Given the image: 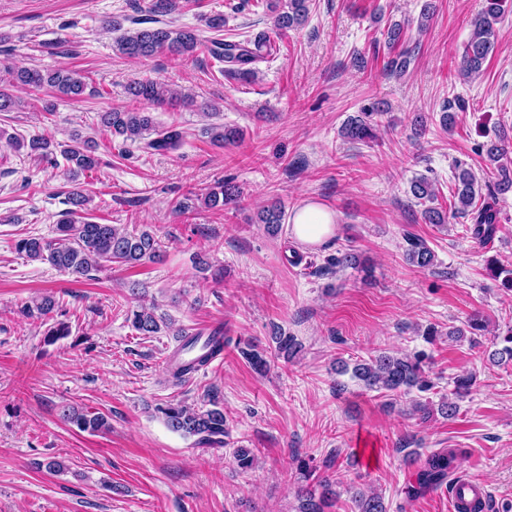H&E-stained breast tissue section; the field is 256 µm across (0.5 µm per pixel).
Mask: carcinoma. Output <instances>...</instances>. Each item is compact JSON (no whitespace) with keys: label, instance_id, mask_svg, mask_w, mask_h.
Returning <instances> with one entry per match:
<instances>
[{"label":"carcinoma","instance_id":"1","mask_svg":"<svg viewBox=\"0 0 512 512\" xmlns=\"http://www.w3.org/2000/svg\"><path fill=\"white\" fill-rule=\"evenodd\" d=\"M274 13V24L278 30H287L301 25L309 13V0H274L270 3ZM504 12L503 0H485L481 13L473 21V32L464 44L460 63L461 70L467 75L478 76L483 72L487 58L495 48V25ZM197 35L192 29H173L170 27H143L132 29L117 41L118 49L129 58L149 57L156 53L172 56H189L197 47ZM274 37L260 35L257 38L238 41L215 37L211 40V53L220 63L222 71L243 80L254 79L258 71L253 64L264 59L265 53L272 48ZM411 64V53L402 49L386 62V69L396 75L407 71ZM17 86L40 90L50 87L57 94L68 98H79L87 89V82L77 72L65 68L54 71H41L34 68H16L6 70V77H0V112H11L18 101L12 89ZM128 95L151 106L162 108L177 100V94L163 84L151 79H136L127 86ZM103 131L111 136L122 137V147L136 145L145 153L167 154L178 150L184 139V132L176 125H159L149 112L136 109L113 110L100 114ZM210 142L222 147L239 140L242 133L237 127L212 123L203 129ZM343 136L350 141H363L376 136L375 125L368 116L354 117L347 121ZM17 149L39 159L48 165H58L57 157L65 161L64 177L72 183L65 205L57 223V237L46 240L34 235H24L15 241V251L32 261H45L56 269L83 278L99 266L100 262H110L120 266L131 265L145 260H153L160 254L161 243L147 229L132 231L115 224H102L94 220L89 208L91 199L81 186L80 177L87 171L102 164L97 155V143L74 133L65 142H56L43 137H32L25 141L16 139ZM487 158L496 164L498 180L497 190L505 193L512 190V162L508 160V147L505 137L486 145ZM454 197L457 199L454 216L464 215L471 219L472 238L485 242L491 240L500 224V211L497 203L483 199L482 185L474 172L462 166L455 168ZM410 192L419 203L424 205L423 219L428 224H445L448 216L434 206L437 192L433 183L426 177L415 178ZM238 196L235 186L219 182L202 196L193 194L180 204V210L187 213L192 210V202L197 201L208 209L222 210ZM284 211L275 203L263 207L259 213V222L272 235L279 233ZM407 260L419 268H431L435 265V254L427 243L417 237H406ZM55 299L44 295L33 300L23 308L25 317L36 320L46 326L43 336L48 343L69 335V325L54 318ZM131 326L143 336H151L160 331V319L154 311L138 305L129 316ZM179 346L176 352H184L189 358H182L176 366L169 368L168 376L175 384L182 383L199 371L214 358L224 352V328L217 327L202 336V332L181 330L178 332ZM278 355L289 359L301 348L293 336L274 337ZM507 346L488 353L493 365L508 357L512 361V327L503 337ZM253 370L266 371L269 360L265 353L254 348L242 351ZM425 355H393L381 353L364 363L353 367V377L361 381L370 390H385L393 394H408L412 390L424 392L433 387L426 375ZM169 429L185 437L196 438V444L206 447H222L228 436L224 406L215 397H208V407L194 409L181 402L160 406ZM63 418L76 426L78 430L89 433H102L111 429L108 418L100 413H84L73 408L63 410ZM457 454L454 451H440L429 454L423 467L418 471L416 484L408 494L416 497L426 491L440 487L448 480V474L454 469ZM329 483L321 485V492L303 487L300 490V512H321L324 499L331 494ZM356 512H387L384 498L375 492L360 493L356 499Z\"/></svg>","mask_w":512,"mask_h":512}]
</instances>
